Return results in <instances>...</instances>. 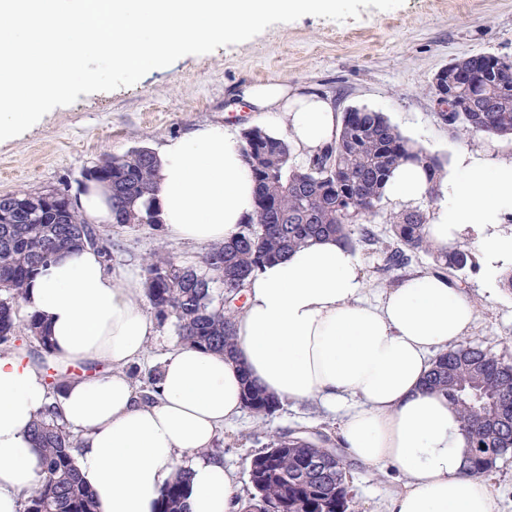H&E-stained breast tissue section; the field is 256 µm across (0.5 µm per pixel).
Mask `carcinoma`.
<instances>
[{"label": "carcinoma", "instance_id": "carcinoma-1", "mask_svg": "<svg viewBox=\"0 0 512 512\" xmlns=\"http://www.w3.org/2000/svg\"><path fill=\"white\" fill-rule=\"evenodd\" d=\"M472 79L457 85V112L438 116L453 132L480 138L512 137V58L474 54ZM242 150L256 184L255 215L230 241L212 246L200 264L178 262L157 247L142 263L146 297L157 320L172 321L176 336L188 344L231 356L235 352L236 302L248 277L266 263L326 237L347 247L358 242L375 257L374 273L394 283L395 272L420 256L433 258V273L455 283L477 269L471 250L435 248L421 206L386 214L390 235L378 236L372 224L385 200L384 189L405 162L424 167L426 199L438 198L446 174L444 162L404 136L382 112L357 108L341 115L334 141L304 163L289 146L259 127L243 133ZM112 177V225L155 226L154 155L136 147L102 160ZM95 247L109 260L112 236L104 226L86 223L75 207L58 203L35 215L15 212L0 222V348L20 335L52 355V341L35 313L20 317L18 308L36 271L64 250ZM425 387L448 397L467 442L461 470L481 478L497 459L512 450V359L464 342L439 354ZM246 408L258 416L274 414L280 401L246 380ZM43 470L23 512H100L92 490L82 481L72 449L80 442L59 423L58 407L48 405L30 427ZM324 442L296 432L269 434V446L249 468L254 493L243 512H356L348 494L345 456L323 450ZM189 472L182 468L162 490L157 512H186Z\"/></svg>", "mask_w": 512, "mask_h": 512}]
</instances>
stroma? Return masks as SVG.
Returning a JSON list of instances; mask_svg holds the SVG:
<instances>
[{
	"mask_svg": "<svg viewBox=\"0 0 512 512\" xmlns=\"http://www.w3.org/2000/svg\"><path fill=\"white\" fill-rule=\"evenodd\" d=\"M475 53L512 57V0H405L390 11L361 9L359 18L343 23L311 15L277 23L248 42L183 56L133 86L82 94L53 109L24 134L0 143V194L76 195L83 169L99 158L155 149L203 125H221L241 137L267 119L239 101L240 89L276 80L330 97L340 113L352 107L386 113L403 135L443 161L466 149L511 159L512 139L478 142L456 135L439 121L427 92L440 68ZM111 234L106 269L116 276L141 272L142 257L161 241L188 264L207 252L162 228H115ZM465 292L477 309L467 341L512 357V293L487 288L479 271L467 273ZM312 429L336 433L331 416L314 403H285L265 419L247 411L219 433L217 453L247 496L249 464L262 451L265 432ZM349 485L359 512H377L397 481L390 467L353 463Z\"/></svg>",
	"mask_w": 512,
	"mask_h": 512,
	"instance_id": "35a3bbf8",
	"label": "stroma"
}]
</instances>
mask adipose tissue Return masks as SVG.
Segmentation results:
<instances>
[{
  "label": "adipose tissue",
  "mask_w": 512,
  "mask_h": 512,
  "mask_svg": "<svg viewBox=\"0 0 512 512\" xmlns=\"http://www.w3.org/2000/svg\"><path fill=\"white\" fill-rule=\"evenodd\" d=\"M270 120L295 157L310 158L336 133V108L320 94L284 82L257 83L240 94ZM154 181L164 227L192 245L219 244L255 212V183L242 149L223 127L204 125L165 141ZM421 166L395 169L386 196L399 204L426 196ZM76 205L85 221L109 224L112 195L84 184ZM512 159L458 153L434 202L428 234L442 249L477 227L475 248L489 281L512 264ZM358 255L328 238L265 265L243 290L236 354L174 345L162 360L150 400L129 369L156 324L147 314L140 275L116 279L97 249L64 251L43 266L21 307L38 314L64 365L102 364L108 374L81 376L62 388L61 420L82 435L74 451L102 512H154L162 488L187 467L189 512H240L242 493L219 458L203 457L218 431L245 409V379L281 401L320 400L339 413L347 458L389 465L400 490L383 512H495L491 485L461 474L468 453L448 400L423 386L434 354L474 324L463 289L432 273L409 275L378 304L362 300ZM43 372L22 350L0 353V512H20L41 469L30 426L49 404ZM193 455L183 465L184 455Z\"/></svg>",
  "instance_id": "adipose-tissue-1"
}]
</instances>
